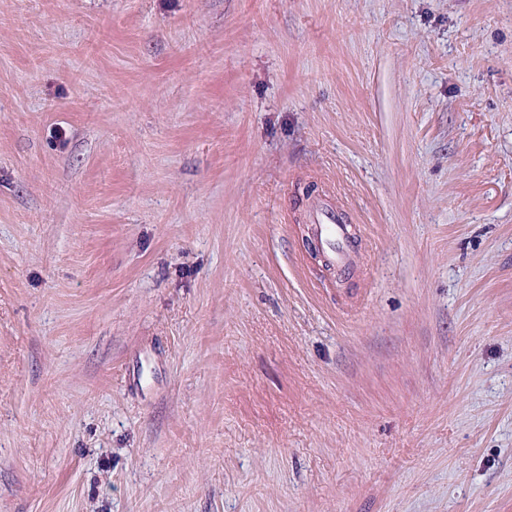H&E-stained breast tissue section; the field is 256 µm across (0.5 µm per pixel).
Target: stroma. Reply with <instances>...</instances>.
I'll return each instance as SVG.
<instances>
[{
    "label": "stroma",
    "instance_id": "stroma-1",
    "mask_svg": "<svg viewBox=\"0 0 512 512\" xmlns=\"http://www.w3.org/2000/svg\"><path fill=\"white\" fill-rule=\"evenodd\" d=\"M0 512H512V0H0ZM341 213L319 208L311 214V224L315 225L319 241L329 260L338 267H345L349 261V229L343 224Z\"/></svg>",
    "mask_w": 512,
    "mask_h": 512
}]
</instances>
